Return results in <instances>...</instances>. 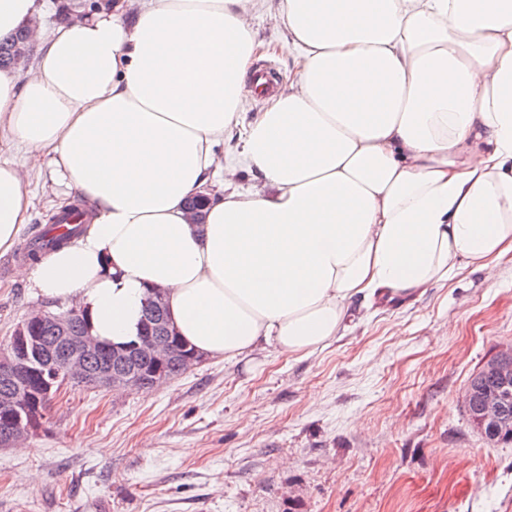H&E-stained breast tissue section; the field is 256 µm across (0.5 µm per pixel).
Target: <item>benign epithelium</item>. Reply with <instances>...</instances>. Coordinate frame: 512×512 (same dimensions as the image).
Instances as JSON below:
<instances>
[{"instance_id": "obj_1", "label": "benign epithelium", "mask_w": 512, "mask_h": 512, "mask_svg": "<svg viewBox=\"0 0 512 512\" xmlns=\"http://www.w3.org/2000/svg\"><path fill=\"white\" fill-rule=\"evenodd\" d=\"M74 314L57 315L40 311L28 316L19 324L9 345L0 351V381L5 388L0 400L8 405L10 427L0 432V446L9 447L32 433L40 422L42 412L39 397L48 396L55 388V375L64 372L66 377L84 383L93 381L102 388H128L138 378L137 365L140 355L148 354L155 364L168 360L173 350L169 333L155 327L143 332L139 341L123 351L125 367L105 365L96 372L86 366L90 352L101 353L103 344L90 336L79 340L70 336L69 324ZM50 323L56 333L54 342L36 333L38 326ZM489 376L493 385L477 381L467 386L463 402H478L479 416L473 425L480 433L512 429V416L505 412V403L512 395V343L503 345L479 370V377Z\"/></svg>"}]
</instances>
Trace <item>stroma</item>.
<instances>
[{"mask_svg":"<svg viewBox=\"0 0 512 512\" xmlns=\"http://www.w3.org/2000/svg\"><path fill=\"white\" fill-rule=\"evenodd\" d=\"M260 63L279 0H253ZM52 204L0 256V349L43 308L15 269ZM512 343V254L493 277L364 311L306 357L199 360L147 390L67 383L23 445L0 447V512H512V445L486 443L462 397Z\"/></svg>","mask_w":512,"mask_h":512,"instance_id":"1","label":"stroma"}]
</instances>
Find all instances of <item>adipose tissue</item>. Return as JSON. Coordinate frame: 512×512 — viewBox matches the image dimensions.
Segmentation results:
<instances>
[{
    "label": "adipose tissue",
    "instance_id": "obj_1",
    "mask_svg": "<svg viewBox=\"0 0 512 512\" xmlns=\"http://www.w3.org/2000/svg\"><path fill=\"white\" fill-rule=\"evenodd\" d=\"M71 2L46 32L44 0H0L37 46L0 70V255L46 165L84 229L16 275L94 338L134 339L157 291L199 356L303 355L512 253V0H281L292 77L257 113L252 0Z\"/></svg>",
    "mask_w": 512,
    "mask_h": 512
}]
</instances>
